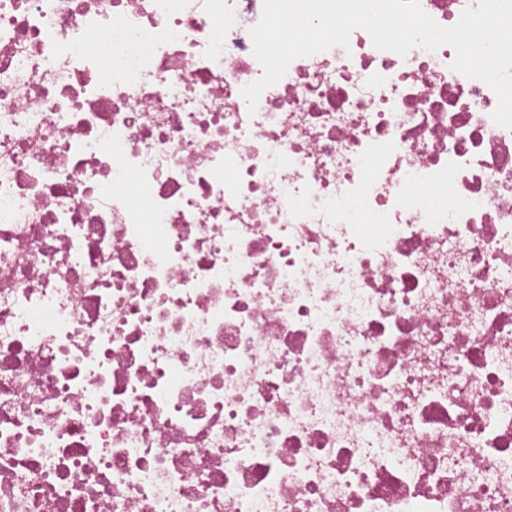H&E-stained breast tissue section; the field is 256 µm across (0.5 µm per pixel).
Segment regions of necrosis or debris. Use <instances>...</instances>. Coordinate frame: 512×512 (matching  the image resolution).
Masks as SVG:
<instances>
[{"label": "necrosis or debris", "instance_id": "obj_1", "mask_svg": "<svg viewBox=\"0 0 512 512\" xmlns=\"http://www.w3.org/2000/svg\"><path fill=\"white\" fill-rule=\"evenodd\" d=\"M262 11L0 0V512H512L498 97Z\"/></svg>", "mask_w": 512, "mask_h": 512}]
</instances>
